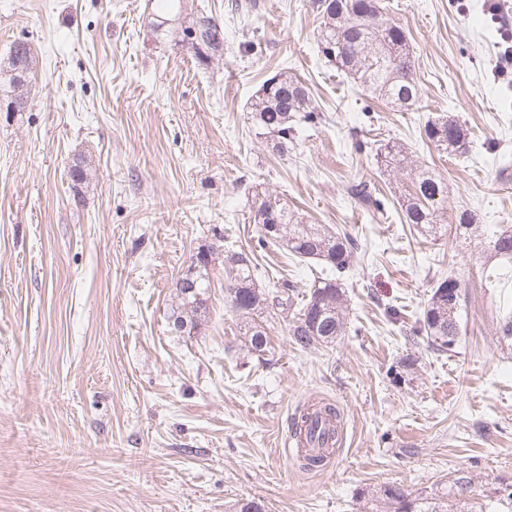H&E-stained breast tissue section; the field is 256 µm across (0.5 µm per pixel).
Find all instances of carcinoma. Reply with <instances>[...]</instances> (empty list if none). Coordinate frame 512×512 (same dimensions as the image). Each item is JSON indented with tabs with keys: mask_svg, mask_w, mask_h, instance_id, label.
I'll return each mask as SVG.
<instances>
[{
	"mask_svg": "<svg viewBox=\"0 0 512 512\" xmlns=\"http://www.w3.org/2000/svg\"><path fill=\"white\" fill-rule=\"evenodd\" d=\"M312 8L320 19L318 52L326 63L350 77L357 85L400 111L417 109L420 90L415 62L405 30L383 19L379 0H312ZM199 20L208 24L202 44L224 41V22L204 11L198 12L186 25L175 31L174 45L184 46L187 32ZM34 66L33 53L26 41H16L10 48L7 64L0 65V78L15 93V109L25 104L17 94L27 82L26 75ZM256 137L265 140L274 155L287 156L296 149L300 134L319 123L324 115L310 97L305 83L294 74L279 72L267 78L250 104ZM423 140L448 156L466 154L470 148L468 129L453 115L439 116L425 122ZM381 166L388 170H410V185L401 195V221L433 238L441 234L447 217L440 210L448 197V183L433 171L414 167L412 152L401 141H389L380 154ZM370 221L382 216L381 205L373 197V188L359 182L348 188ZM264 219L257 223L259 238L264 243L278 244L296 258L313 259L321 265L313 277L307 299H299L300 290L283 282L265 289L257 284L259 272L254 254L233 251L226 255V287L234 312L241 319L247 354L264 361L268 351V333L264 314L293 311L289 335L303 350L336 341L346 331V277L361 256L357 237L343 230H332L325 224H309L304 218L279 201L263 200L254 215ZM460 233H476L486 243V287L503 288L512 281V226L509 224H477L475 215L463 210L456 216ZM276 224L280 233L269 237L263 226ZM210 285L209 269L201 268L193 278L173 286L175 309L173 328L180 332H197L205 310L204 295ZM462 283L453 272L439 277L432 286L424 307L421 326L410 333L413 344L426 341L438 355L455 351L461 340L459 320ZM499 338L512 343V306L503 309L499 318ZM341 415L336 407L318 402L300 408L291 423L293 436L307 445L300 467L313 471L325 465L338 440ZM371 506L377 512H500L499 507L512 506V491L490 495L476 493L474 479L463 474L452 479L448 488L434 500L411 497L399 485H386L371 492Z\"/></svg>",
	"mask_w": 512,
	"mask_h": 512,
	"instance_id": "cac0c4a2",
	"label": "carcinoma"
}]
</instances>
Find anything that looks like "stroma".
I'll use <instances>...</instances> for the list:
<instances>
[{"mask_svg": "<svg viewBox=\"0 0 512 512\" xmlns=\"http://www.w3.org/2000/svg\"><path fill=\"white\" fill-rule=\"evenodd\" d=\"M235 2L184 0L183 17L224 22V54L203 67L153 29V0H0V59L18 40L34 55L25 110L0 91V512H237L250 499L264 512H362L361 493L387 484L418 496L464 471L481 492L512 486V346L496 335L512 288L481 287L485 245L455 222L468 209L512 225V69H500L512 0H382L413 49L415 112L321 60L310 0H254L247 13ZM283 68L328 120L279 157L249 106ZM448 112L471 132L468 154L421 141L425 120ZM394 139L448 183L440 238L400 221L408 177L376 162ZM360 180L386 221L350 198ZM260 196L347 229L366 259L347 281L343 336L302 350L271 313L265 359L244 368L226 252H253L264 286L308 289L315 266L260 242ZM202 246L214 249L205 315L177 332L172 286ZM448 271L465 294L461 342L410 347ZM317 401L340 410L343 431L308 473L283 446L295 411Z\"/></svg>", "mask_w": 512, "mask_h": 512, "instance_id": "1", "label": "stroma"}]
</instances>
